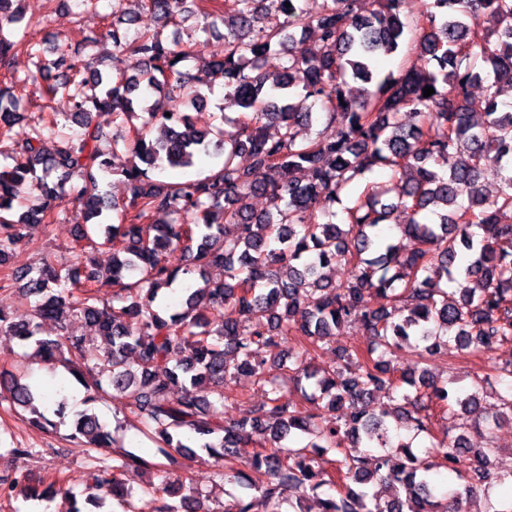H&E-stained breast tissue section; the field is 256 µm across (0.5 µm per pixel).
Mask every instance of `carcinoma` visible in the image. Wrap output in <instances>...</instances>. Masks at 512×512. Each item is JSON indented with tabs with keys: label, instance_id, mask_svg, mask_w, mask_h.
<instances>
[{
	"label": "carcinoma",
	"instance_id": "1",
	"mask_svg": "<svg viewBox=\"0 0 512 512\" xmlns=\"http://www.w3.org/2000/svg\"><path fill=\"white\" fill-rule=\"evenodd\" d=\"M19 0H0V68L25 44ZM162 27L177 23L196 0H137ZM290 6H285V3ZM306 0H233L222 15L224 42L206 60L224 78L225 105L242 118L232 129H201L192 113L207 106L208 94L191 85L181 64L191 46L168 43L161 33L130 35L129 15L107 24L103 34L81 30L78 42L104 38L129 60L117 76L76 58L51 75L39 67L42 94L68 98L71 112H43L38 125H21L26 90L35 75L11 74L0 83V292L17 289L29 301L12 316L0 310V336L35 345L37 354L68 369L85 392V403L102 396L121 400L122 418L157 445L171 461L193 458L201 449L218 463L221 478L248 482L253 495L231 496L224 512H260L263 500L279 497L291 512H464L462 503L478 488L512 478L493 447H469V435L452 433L420 452L393 440L390 420L431 432L436 412L477 407L488 376L468 388L439 386L423 372L397 374L388 357L419 348L429 360L453 369L464 351L491 355L512 343V111L497 92L481 97L473 87L485 80L512 87V0H433L432 11L413 20L406 0H324L313 16ZM489 25V39L471 30ZM319 34L321 52L309 54L302 35ZM413 34L414 56L402 72L384 76L380 57L401 51ZM285 60L276 80L262 72ZM358 86L352 88L347 79ZM434 94L423 96V88ZM321 102L335 135L298 139L297 129L317 121ZM108 111L128 122L117 133L92 119ZM80 127L67 135L58 117ZM278 127L277 136L265 133ZM222 156L203 178L165 182L153 171L189 169L203 155ZM247 157L248 167L239 163ZM494 157L500 187L494 198L482 188L485 161ZM383 168L396 182L388 190L368 185L349 206L342 195L356 178ZM268 172L263 183L254 171ZM132 190L130 207L109 201L102 190L110 176ZM262 194L269 208L260 215L245 200ZM72 204L84 213L71 260L44 258L37 267L5 270L13 251L32 243L31 225L66 215ZM395 230L413 240L406 251L385 235ZM112 249V303L94 293L100 269L89 254L91 231ZM181 250L183 269L165 254ZM345 263L357 269L342 284L325 269ZM212 265L224 278L205 276ZM199 275L181 309L167 313L159 297L179 274ZM84 318L98 327L102 345L75 335L70 323ZM52 321L53 338L38 336ZM360 323L369 344L337 355L340 367L311 365L334 329ZM458 327L455 335L448 328ZM296 337L290 363L280 348ZM286 370L312 409L280 404L273 369ZM246 371L264 394L243 419L224 424V381ZM211 385V401L197 396ZM312 388L307 392L306 388ZM388 390L389 405L372 408L373 394ZM497 411L484 417L488 435L512 423V383L495 392ZM0 399L25 413L22 422L47 431L66 424L67 389L46 395L23 375L0 372ZM338 412L332 420L329 412ZM313 440L292 447L293 436ZM259 434L261 450L239 467L234 448ZM70 439L98 454L80 482L106 487L130 512L129 494L117 473L130 466L153 471L148 483L154 512H196L197 500L171 480L166 464L112 450L114 436L85 410L72 422ZM443 468L459 481L437 496L432 472ZM268 477L248 481L247 471ZM332 493L321 498L324 487ZM32 500L48 498L22 471L0 477V498L16 491Z\"/></svg>",
	"mask_w": 512,
	"mask_h": 512
}]
</instances>
